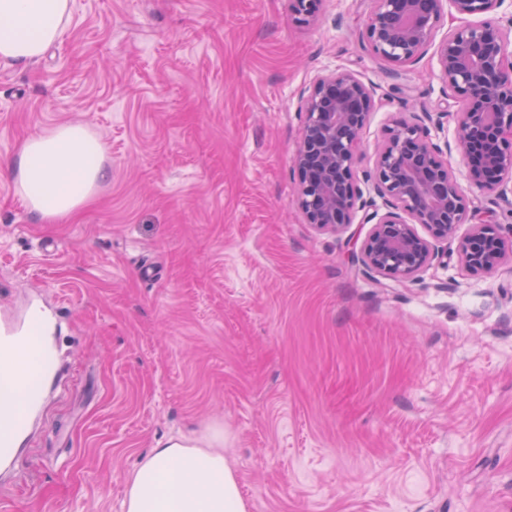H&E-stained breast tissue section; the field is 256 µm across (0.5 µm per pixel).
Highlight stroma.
I'll return each mask as SVG.
<instances>
[{
  "label": "stroma",
  "mask_w": 512,
  "mask_h": 512,
  "mask_svg": "<svg viewBox=\"0 0 512 512\" xmlns=\"http://www.w3.org/2000/svg\"><path fill=\"white\" fill-rule=\"evenodd\" d=\"M370 0H72L39 60L0 65V323L53 320L47 392L0 512H121L135 466L174 439L223 449L247 512H512V257L468 271L457 241L396 282L302 214L300 93L348 70L374 86L357 176L385 130L458 106L432 57L362 39ZM82 125L106 179L43 224L9 169L29 137ZM512 224V193L469 187Z\"/></svg>",
  "instance_id": "obj_1"
}]
</instances>
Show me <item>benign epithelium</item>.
<instances>
[{
    "mask_svg": "<svg viewBox=\"0 0 512 512\" xmlns=\"http://www.w3.org/2000/svg\"><path fill=\"white\" fill-rule=\"evenodd\" d=\"M323 0H294L299 20H317ZM505 0H372L362 38L373 53L398 67L432 53L437 76L455 95L454 145L468 162L471 186L506 194L512 177V62L498 9ZM450 5L462 24L437 37ZM374 88L349 71L322 75L301 93L303 115L293 158L297 194L309 224L340 235L358 212L371 228L352 261L382 277L403 281L438 257L435 243L454 239L462 264L474 273L498 267L512 254V229L503 234L494 211L469 208L448 157L422 122H398L387 130L373 169L365 174L376 198H364L355 171L362 135L375 110ZM425 228L420 235L415 225Z\"/></svg>",
    "mask_w": 512,
    "mask_h": 512,
    "instance_id": "7a95c632",
    "label": "benign epithelium"
}]
</instances>
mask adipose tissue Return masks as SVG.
<instances>
[{"instance_id": "1", "label": "adipose tissue", "mask_w": 512, "mask_h": 512, "mask_svg": "<svg viewBox=\"0 0 512 512\" xmlns=\"http://www.w3.org/2000/svg\"><path fill=\"white\" fill-rule=\"evenodd\" d=\"M71 0H0V62L24 64L57 42ZM29 212L43 223L73 216L106 177L104 146L85 127L60 125L29 138L11 169ZM124 512H246L220 448L167 444L134 469Z\"/></svg>"}]
</instances>
